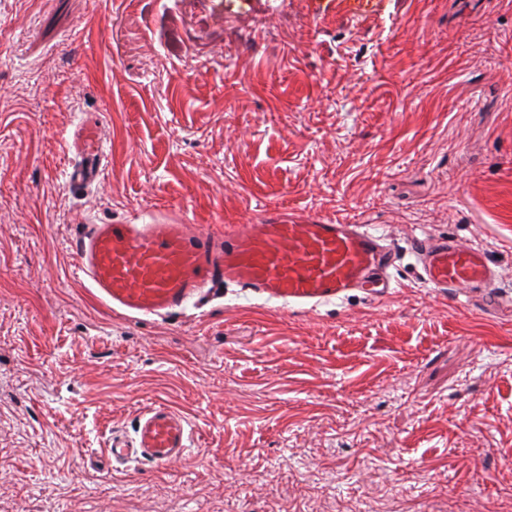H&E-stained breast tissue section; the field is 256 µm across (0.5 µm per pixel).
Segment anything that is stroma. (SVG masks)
<instances>
[{"mask_svg":"<svg viewBox=\"0 0 512 512\" xmlns=\"http://www.w3.org/2000/svg\"><path fill=\"white\" fill-rule=\"evenodd\" d=\"M101 184L69 189L82 125ZM485 245L512 289V0H0V475L16 512H512V319L425 287L291 314L234 287L137 320L74 274L87 224L269 219ZM161 402L173 469L112 467ZM191 443L185 420L167 405L152 403L141 411L133 434L112 431L105 453L111 464L145 460L168 469L181 460Z\"/></svg>","mask_w":512,"mask_h":512,"instance_id":"stroma-1","label":"stroma"}]
</instances>
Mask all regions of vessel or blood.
Here are the masks:
<instances>
[{
    "mask_svg": "<svg viewBox=\"0 0 512 512\" xmlns=\"http://www.w3.org/2000/svg\"><path fill=\"white\" fill-rule=\"evenodd\" d=\"M105 153L95 129L67 173L70 187L100 182ZM76 270L99 297L131 317H162L235 286L300 312L362 294L381 301L396 280L400 252L372 224L292 219L236 224L223 233L192 224H89L73 242ZM411 253L427 287L488 306L501 302L499 273L487 249L457 237H412ZM192 443L185 420L162 403L144 408L133 433L114 432L110 462L145 460L160 469L179 462Z\"/></svg>",
    "mask_w": 512,
    "mask_h": 512,
    "instance_id": "obj_1",
    "label": "vessel or blood"
}]
</instances>
